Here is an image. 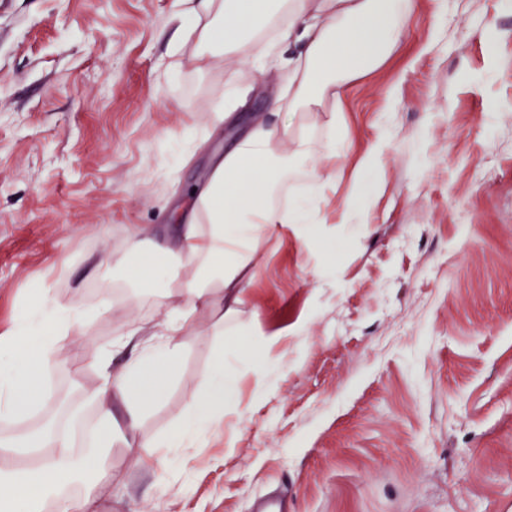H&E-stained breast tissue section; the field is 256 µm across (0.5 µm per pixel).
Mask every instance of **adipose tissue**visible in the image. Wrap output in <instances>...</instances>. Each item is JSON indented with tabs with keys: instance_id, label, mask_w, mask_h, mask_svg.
<instances>
[{
	"instance_id": "adipose-tissue-1",
	"label": "adipose tissue",
	"mask_w": 512,
	"mask_h": 512,
	"mask_svg": "<svg viewBox=\"0 0 512 512\" xmlns=\"http://www.w3.org/2000/svg\"><path fill=\"white\" fill-rule=\"evenodd\" d=\"M184 23L168 54V73L191 65L201 74L215 68L241 72L273 64L282 43L299 45L277 94L279 119H261L240 135L213 164L205 185L185 215L178 238L162 260L145 267L138 278L143 291L158 295L166 308L162 323L129 320L117 347L125 355L113 368L109 354L93 352L90 360L99 382L86 396L98 407L96 442L100 450L127 443L139 419L153 409L180 376L181 361L201 322L213 335L239 320L246 290L261 254L277 231L292 228L302 239L313 237L321 222L315 197L282 209L271 199L299 170L319 182L335 176L336 121L326 122L324 140H313L305 127L325 102L340 105L348 86L380 70L406 34L414 0H178ZM191 270L183 278L182 270ZM107 301L76 308L42 289L28 316L15 328L28 336L51 325L66 336L88 319L105 313ZM52 348L36 356L13 352L0 367V414L23 416L45 403L44 366ZM176 427L164 437L168 448L206 433L237 396L236 373L216 358L210 370L197 375ZM127 411L125 422L112 413L114 403ZM31 455L36 467L19 474L15 457ZM104 464L88 468L70 434L45 429L29 435L0 437V512H36L51 499L53 512H97L96 483ZM86 480L81 497L66 489Z\"/></svg>"
}]
</instances>
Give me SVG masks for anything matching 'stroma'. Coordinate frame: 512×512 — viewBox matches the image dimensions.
<instances>
[{
	"label": "stroma",
	"mask_w": 512,
	"mask_h": 512,
	"mask_svg": "<svg viewBox=\"0 0 512 512\" xmlns=\"http://www.w3.org/2000/svg\"><path fill=\"white\" fill-rule=\"evenodd\" d=\"M175 0H7L0 5V334L49 287L82 307L119 293L81 339L108 345L152 295L125 298L175 242L187 196L257 116L285 72L164 75ZM385 66L352 82L336 119L322 226L266 248L238 326H200L182 373L145 414L159 439L216 356L240 385L205 437L153 455L112 452L99 512H512V6L417 0ZM235 81L231 123L189 159L179 142ZM373 160L368 211L352 190ZM137 258H117L132 230ZM96 370L69 339L49 398L0 435L57 417L87 447Z\"/></svg>",
	"instance_id": "stroma-1"
}]
</instances>
